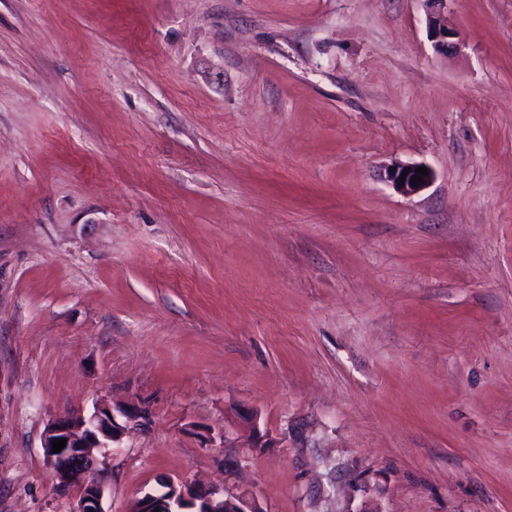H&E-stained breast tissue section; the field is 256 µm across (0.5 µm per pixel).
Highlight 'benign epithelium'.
<instances>
[{
  "label": "benign epithelium",
  "mask_w": 512,
  "mask_h": 512,
  "mask_svg": "<svg viewBox=\"0 0 512 512\" xmlns=\"http://www.w3.org/2000/svg\"><path fill=\"white\" fill-rule=\"evenodd\" d=\"M430 12L426 26L436 50L451 53L458 46V32L448 25L444 14L447 0H427ZM410 169L403 183H398L405 169ZM420 165L396 162L387 173V181L404 196H412L426 188L433 180V171L423 175L422 183L411 186V178ZM144 409L133 405L109 406L103 404L88 416L64 415L53 420L45 429L43 450L47 468L57 485L80 490L73 512H104L103 487L97 476V459L94 450L109 448L120 440L123 433L145 421ZM248 431V448L254 454L268 447L266 434L259 428L257 416L248 413L243 417ZM64 439L61 451L53 452V440ZM262 512L254 494L249 490L216 489L192 484L186 480L169 479L161 490L147 493L134 502L132 512Z\"/></svg>",
  "instance_id": "benign-epithelium-1"
}]
</instances>
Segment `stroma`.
Instances as JSON below:
<instances>
[{"mask_svg": "<svg viewBox=\"0 0 512 512\" xmlns=\"http://www.w3.org/2000/svg\"><path fill=\"white\" fill-rule=\"evenodd\" d=\"M0 0V512L47 424L148 409L161 481L262 512H512V0ZM433 182L406 197L392 162ZM271 446L233 475L240 411ZM430 4L426 15V26L430 39L437 51L451 53L458 46V32L448 25V16L443 9L447 0H425ZM420 167H426L424 165L414 164V163H403V162H396L392 164V166L389 168L387 173V181L392 185V187L400 194L404 196H412L426 188L430 182L433 180L434 174L433 171L426 167L428 169V174H421L417 173L416 169ZM410 168V172L406 175L403 185H400L398 183V180L400 179L401 174L403 173L404 169ZM413 175L421 176L423 177L422 183H418V187H412L411 186V178Z\"/></svg>", "mask_w": 512, "mask_h": 512, "instance_id": "1", "label": "stroma"}]
</instances>
